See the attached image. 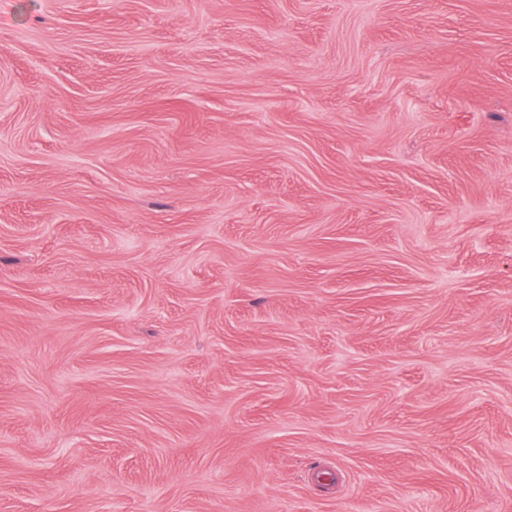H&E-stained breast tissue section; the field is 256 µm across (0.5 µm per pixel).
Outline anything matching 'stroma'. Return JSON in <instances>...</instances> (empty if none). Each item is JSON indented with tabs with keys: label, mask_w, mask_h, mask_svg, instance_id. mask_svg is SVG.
<instances>
[{
	"label": "stroma",
	"mask_w": 512,
	"mask_h": 512,
	"mask_svg": "<svg viewBox=\"0 0 512 512\" xmlns=\"http://www.w3.org/2000/svg\"><path fill=\"white\" fill-rule=\"evenodd\" d=\"M0 512H512V0H0Z\"/></svg>",
	"instance_id": "1"
}]
</instances>
